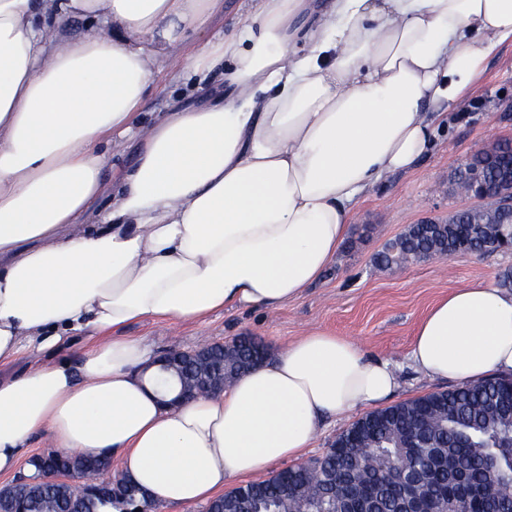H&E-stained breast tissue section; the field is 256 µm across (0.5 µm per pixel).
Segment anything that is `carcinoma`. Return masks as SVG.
Wrapping results in <instances>:
<instances>
[{
  "label": "carcinoma",
  "mask_w": 512,
  "mask_h": 512,
  "mask_svg": "<svg viewBox=\"0 0 512 512\" xmlns=\"http://www.w3.org/2000/svg\"><path fill=\"white\" fill-rule=\"evenodd\" d=\"M474 162L490 179L512 174V147L498 144ZM458 224H412L378 254L384 268L460 252L493 253L505 230L487 218ZM224 358V382L248 368L260 345L249 336L233 347H211ZM492 456L497 464L483 466ZM57 467L80 485L18 481L0 493L10 499L0 512H101L109 505L128 512L125 489L97 490L101 463L95 458L59 454ZM403 472L428 486L426 512H448L459 499L467 512H512V377L493 376L477 383L434 391L372 411L342 430L326 453L311 465L289 466L268 478L235 487L212 500L214 512L245 498V512H338L347 503L369 512H400L403 497L392 479ZM293 493L282 496V487Z\"/></svg>",
  "instance_id": "carcinoma-1"
}]
</instances>
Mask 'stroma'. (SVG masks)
Instances as JSON below:
<instances>
[{
    "instance_id": "1",
    "label": "stroma",
    "mask_w": 512,
    "mask_h": 512,
    "mask_svg": "<svg viewBox=\"0 0 512 512\" xmlns=\"http://www.w3.org/2000/svg\"><path fill=\"white\" fill-rule=\"evenodd\" d=\"M223 2L199 31L183 32L169 48L136 124L150 125L171 112L201 105L222 84V69L193 72L185 69L184 60L205 42L223 38L225 25L245 17L250 7L248 0ZM506 139L512 140V41L502 43L483 62L479 77L464 100L449 109L447 124L438 127L420 164L389 175L359 201L335 262L300 298L272 311H220L204 321L181 324L176 331L166 320L136 322L124 328V335L142 337L160 353L240 336L253 337L270 350L319 328L357 342L373 357L392 361L399 378L393 402L445 389V382L422 377L408 360L416 325L453 289L476 282L499 285L503 274L512 272V253H458L392 268L377 266L375 257L408 225L473 205V198L458 190L456 173L478 150ZM90 346L85 333L72 334L41 357L22 352L1 361L0 377L17 375L38 359L77 361Z\"/></svg>"
}]
</instances>
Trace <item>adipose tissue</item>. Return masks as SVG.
<instances>
[{
	"mask_svg": "<svg viewBox=\"0 0 512 512\" xmlns=\"http://www.w3.org/2000/svg\"><path fill=\"white\" fill-rule=\"evenodd\" d=\"M221 0H0V361L73 332L78 362L0 379V475L33 437L114 456L150 512L213 499L300 458L326 419L384 401L389 361L314 329L223 393L161 403L157 353L126 325L275 310L336 259L355 204L415 166L447 109L512 38V0H255L187 60L224 92L149 128L134 118L179 31ZM84 18L60 42L59 22ZM306 52H298V41ZM136 139L108 176L109 145ZM107 210L92 213L99 197ZM430 379L512 375V291L475 283L419 321Z\"/></svg>",
	"mask_w": 512,
	"mask_h": 512,
	"instance_id": "ef3b65f1",
	"label": "adipose tissue"
}]
</instances>
